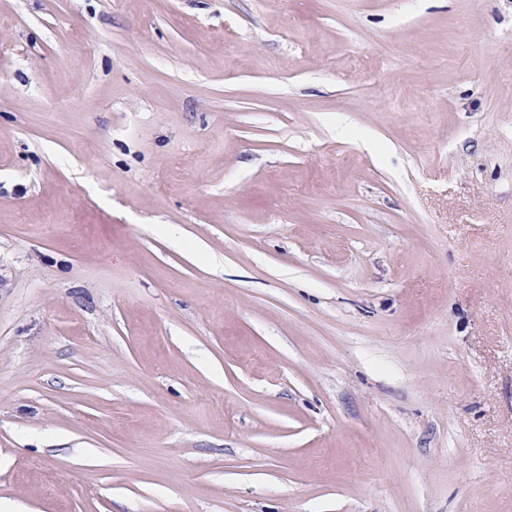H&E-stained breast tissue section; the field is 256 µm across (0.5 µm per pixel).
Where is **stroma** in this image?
<instances>
[{
    "label": "stroma",
    "instance_id": "1",
    "mask_svg": "<svg viewBox=\"0 0 512 512\" xmlns=\"http://www.w3.org/2000/svg\"><path fill=\"white\" fill-rule=\"evenodd\" d=\"M0 500L512 512V0H0Z\"/></svg>",
    "mask_w": 512,
    "mask_h": 512
}]
</instances>
